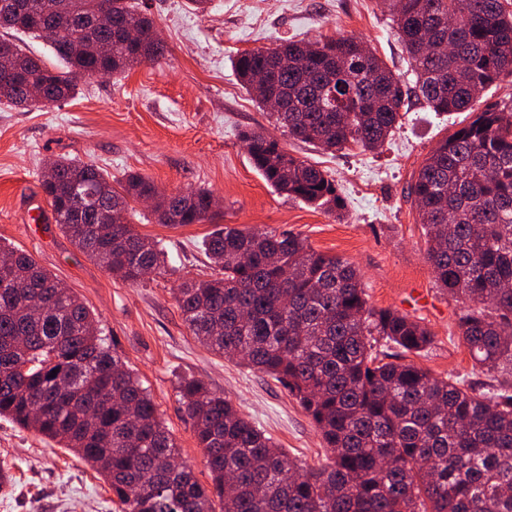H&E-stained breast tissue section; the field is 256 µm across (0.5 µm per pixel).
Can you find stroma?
<instances>
[{"label":"stroma","mask_w":512,"mask_h":512,"mask_svg":"<svg viewBox=\"0 0 512 512\" xmlns=\"http://www.w3.org/2000/svg\"><path fill=\"white\" fill-rule=\"evenodd\" d=\"M156 21L167 53L160 63L87 80L74 99L22 110L0 101V240L34 256L95 313L105 335L150 392L183 461L203 485L211 478L180 401L178 382L193 376L224 394L283 448L308 465L327 450L311 419L272 377L221 357L192 336L173 290L214 272L202 242L215 224L293 232L315 250L359 269L369 302L417 319L434 337L412 362L438 378L472 383L473 368L456 336L459 304L434 280L425 237L409 197L415 172L439 141L459 129L463 112L409 102L384 145L328 152L289 138L238 82L232 61L281 41L355 37L397 75L409 63L378 0H135ZM261 131L294 157L328 171L345 200L343 219L272 188L254 168L240 135ZM58 155L90 161L113 178L140 173L166 193L210 190L221 202L214 221L176 228L136 205L131 224L160 240L167 270L130 285L81 254L56 225H33L45 204V162ZM0 460L12 476L0 512H118L112 491L82 459L31 430L0 420Z\"/></svg>","instance_id":"stroma-1"}]
</instances>
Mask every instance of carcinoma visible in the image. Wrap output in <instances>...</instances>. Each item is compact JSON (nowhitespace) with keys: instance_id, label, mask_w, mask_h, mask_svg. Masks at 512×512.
<instances>
[{"instance_id":"1","label":"carcinoma","mask_w":512,"mask_h":512,"mask_svg":"<svg viewBox=\"0 0 512 512\" xmlns=\"http://www.w3.org/2000/svg\"><path fill=\"white\" fill-rule=\"evenodd\" d=\"M0 0V29L44 37L60 65L0 39V101L35 106L75 97L82 82L165 56L152 16L112 0ZM414 75L412 86L353 38L285 41L241 54L243 87L296 141L380 148L415 96L470 120L440 141L410 187L435 281L462 304L458 338L489 386L437 378L406 361L434 341L418 321L377 309L348 260L291 232L218 224L204 240L218 268L174 289L183 322L208 349L236 357L288 389L321 435L326 462L288 457L224 396L196 378L179 394L203 449L201 485L156 404L101 336L93 311L30 254L0 243V418L62 444L109 484L120 512H512V100L478 110L479 95L512 76L507 0H381ZM137 29L128 41L123 28ZM275 190L339 212L336 183L277 139L242 134ZM54 223L111 275L136 284L165 267L160 243L128 220L151 197L158 224L212 219L213 195H167L140 173L112 183L69 156L46 163ZM56 376H50L51 371Z\"/></svg>"}]
</instances>
